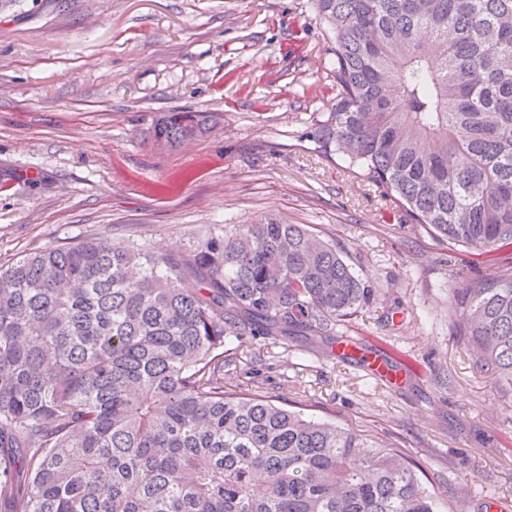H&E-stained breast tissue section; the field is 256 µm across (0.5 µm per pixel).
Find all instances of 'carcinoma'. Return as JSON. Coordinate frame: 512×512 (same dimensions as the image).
Instances as JSON below:
<instances>
[{"label": "carcinoma", "instance_id": "carcinoma-1", "mask_svg": "<svg viewBox=\"0 0 512 512\" xmlns=\"http://www.w3.org/2000/svg\"><path fill=\"white\" fill-rule=\"evenodd\" d=\"M310 2L336 87L316 152L437 239L512 250V0ZM211 128L169 112L154 141ZM373 297L272 214L178 255L89 236L0 266V512H442L396 449L224 385L229 337L331 351ZM448 321L512 393V265Z\"/></svg>", "mask_w": 512, "mask_h": 512}]
</instances>
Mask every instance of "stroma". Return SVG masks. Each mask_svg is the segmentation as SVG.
<instances>
[{
  "label": "stroma",
  "mask_w": 512,
  "mask_h": 512,
  "mask_svg": "<svg viewBox=\"0 0 512 512\" xmlns=\"http://www.w3.org/2000/svg\"><path fill=\"white\" fill-rule=\"evenodd\" d=\"M327 28L307 0H22L0 14V265L89 235L160 254L263 214L334 243L374 299L347 324L414 364L392 389L297 338H259L225 367L289 409L401 449L454 512H512V395L472 366L448 324L487 268L406 223L313 150L334 95ZM216 125L157 145L159 115Z\"/></svg>",
  "instance_id": "stroma-1"
}]
</instances>
